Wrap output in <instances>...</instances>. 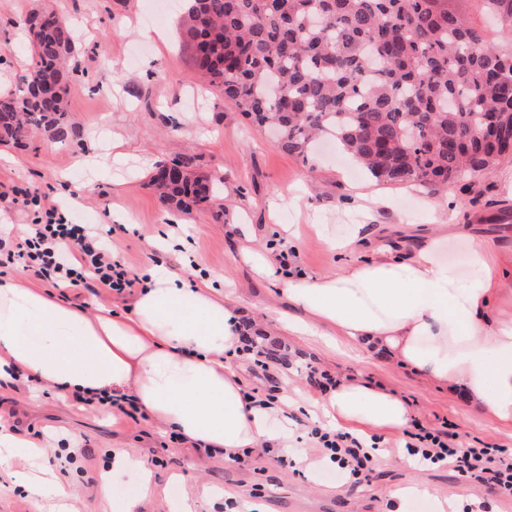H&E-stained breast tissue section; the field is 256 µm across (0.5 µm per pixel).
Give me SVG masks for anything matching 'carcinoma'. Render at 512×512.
<instances>
[{
  "mask_svg": "<svg viewBox=\"0 0 512 512\" xmlns=\"http://www.w3.org/2000/svg\"><path fill=\"white\" fill-rule=\"evenodd\" d=\"M183 35L196 71L279 148L307 158L322 136L378 182L438 191L512 157V38L489 40L455 0H185ZM512 32V0H477ZM31 65L0 96V145L44 130L67 137L77 72L64 21L23 19ZM60 83L47 103L41 83ZM194 158L155 167L149 184L183 211L224 214V178L196 175Z\"/></svg>",
  "mask_w": 512,
  "mask_h": 512,
  "instance_id": "cac0c4a2",
  "label": "carcinoma"
}]
</instances>
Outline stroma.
<instances>
[{
  "label": "stroma",
  "mask_w": 512,
  "mask_h": 512,
  "mask_svg": "<svg viewBox=\"0 0 512 512\" xmlns=\"http://www.w3.org/2000/svg\"><path fill=\"white\" fill-rule=\"evenodd\" d=\"M34 10L78 23L75 60L86 75L70 88L67 138L39 132L23 148L0 145V182L37 194L44 208L64 213L69 223L107 231L106 245L130 274L142 278L165 268L190 279L209 276L214 287L239 300L244 320L267 347L289 357L284 366L228 360L244 389L281 399L283 414L271 426L294 448L287 465L269 458L238 465L208 456L170 443L156 420L116 419L59 400L48 388L1 392L0 422L28 439L50 442L51 458L71 454L66 476L82 488L74 512H113L112 503L99 499L96 483L117 453L152 472L155 492L139 512H171V503L182 498L196 512H225L228 498L253 505L254 512H438L450 494L459 512H504L496 493L445 466L417 470L398 458L377 460L368 483L352 485L312 459L309 433L324 418L301 400L321 395L308 382L313 367L395 392L424 426L455 423L466 447L512 448V427L483 418L446 386L381 354L279 331L289 307L277 260L287 254L291 268L308 275L363 262L367 249L338 254L324 241L350 235L357 224L375 243L396 249L401 224L420 232L437 224H476L488 235H511L512 158L470 188L452 184L433 194L413 184L377 183L330 143L305 160L285 153L271 133L251 125L200 80L179 9L158 7L155 0H0V93L18 90L29 68L22 22ZM145 27L162 32L164 42L142 37ZM185 156L195 157L200 172L223 177L222 218L206 206L177 211L149 185L157 164ZM116 213L125 225L113 221ZM317 224L324 234L314 232ZM172 231L189 240V251L159 246V237ZM246 242L271 262L270 273L242 260ZM415 482L426 495L395 498L397 489Z\"/></svg>",
  "instance_id": "1"
}]
</instances>
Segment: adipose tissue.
Returning <instances> with one entry per match:
<instances>
[{
	"mask_svg": "<svg viewBox=\"0 0 512 512\" xmlns=\"http://www.w3.org/2000/svg\"><path fill=\"white\" fill-rule=\"evenodd\" d=\"M437 231L406 252L386 248L336 275H288L284 294L297 318L289 331L342 336L462 392L481 416L512 426V239L469 234L468 279L444 263ZM236 308L208 283L155 272L129 312L78 307L57 292L0 276V384L15 376L59 395L130 396L159 423L198 448L220 452L292 446L269 428L278 406L243 396L226 366L240 344ZM339 428L398 431L407 403L357 380L317 403ZM23 456L38 469L16 472L31 494L68 512L81 487L49 477L43 444L0 426V467Z\"/></svg>",
	"mask_w": 512,
	"mask_h": 512,
	"instance_id": "1",
	"label": "adipose tissue"
}]
</instances>
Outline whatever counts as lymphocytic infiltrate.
<instances>
[{
	"label": "lymphocytic infiltrate",
	"mask_w": 512,
	"mask_h": 512,
	"mask_svg": "<svg viewBox=\"0 0 512 512\" xmlns=\"http://www.w3.org/2000/svg\"><path fill=\"white\" fill-rule=\"evenodd\" d=\"M14 264L77 293L105 290L121 295L141 284L114 258L95 228L67 223L51 209L24 225L13 249L0 260L5 267ZM311 436L317 459L330 462L338 479L354 484L366 479L378 442L320 427ZM405 448L416 467L447 466L460 476L487 480L500 494L512 498V448H464L456 433L422 425L411 433Z\"/></svg>",
	"instance_id": "obj_1"
}]
</instances>
